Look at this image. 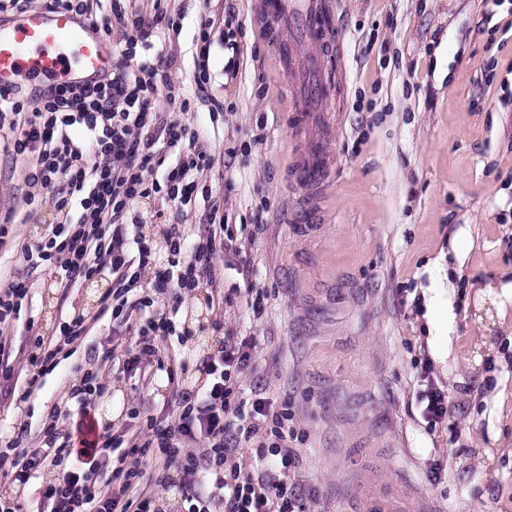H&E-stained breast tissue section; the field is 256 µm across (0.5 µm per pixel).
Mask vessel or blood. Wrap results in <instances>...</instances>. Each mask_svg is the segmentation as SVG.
<instances>
[{
    "instance_id": "b4317fda",
    "label": "vessel or blood",
    "mask_w": 512,
    "mask_h": 512,
    "mask_svg": "<svg viewBox=\"0 0 512 512\" xmlns=\"http://www.w3.org/2000/svg\"><path fill=\"white\" fill-rule=\"evenodd\" d=\"M260 30L288 54L286 75L295 95L291 119L304 136L291 165V179L306 192L308 213H316L332 175L329 145L336 116L329 112L332 84L327 59L339 34L332 0H259ZM115 62L102 29L72 14L39 9L9 28H0V91L25 79L81 83L111 72ZM356 512H405L392 493H368L355 500Z\"/></svg>"
}]
</instances>
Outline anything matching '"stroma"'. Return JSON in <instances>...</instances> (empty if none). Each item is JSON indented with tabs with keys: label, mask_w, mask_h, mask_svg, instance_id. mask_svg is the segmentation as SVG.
Returning <instances> with one entry per match:
<instances>
[{
	"label": "stroma",
	"mask_w": 512,
	"mask_h": 512,
	"mask_svg": "<svg viewBox=\"0 0 512 512\" xmlns=\"http://www.w3.org/2000/svg\"><path fill=\"white\" fill-rule=\"evenodd\" d=\"M335 2L340 119L324 208L309 222L288 176L299 146L287 120L292 86L251 0H135L179 22L136 58L169 61L179 93L191 88L195 39L210 24L209 92L224 105L215 122L200 104L182 115L216 159L211 194L181 211L162 200L148 208L197 227L217 204L245 225L224 255L223 287L241 291L224 328L257 338L247 396L293 408L305 434L294 480L309 512H346L340 485L392 468L443 512H512V300L501 292L512 283V0ZM28 167L0 128V213L21 208ZM52 219L46 207L15 224L0 272ZM33 278L5 350L18 361L31 327L51 331L63 308L95 313L103 295L83 285L64 296L47 272ZM252 286L270 295L255 323L242 294ZM128 342L124 328L101 322L26 403L1 386L0 438L16 421L39 424L54 404L77 408L75 366L92 362L93 348ZM425 370L456 406L433 431L416 400ZM166 384L161 373L136 391L113 383L97 412L122 427L130 399ZM434 458L444 463L437 482Z\"/></svg>",
	"instance_id": "35a3bbf8"
}]
</instances>
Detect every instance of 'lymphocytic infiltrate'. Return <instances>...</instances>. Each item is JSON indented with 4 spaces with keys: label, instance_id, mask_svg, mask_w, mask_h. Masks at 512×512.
<instances>
[{
    "label": "lymphocytic infiltrate",
    "instance_id": "lymphocytic-infiltrate-1",
    "mask_svg": "<svg viewBox=\"0 0 512 512\" xmlns=\"http://www.w3.org/2000/svg\"><path fill=\"white\" fill-rule=\"evenodd\" d=\"M105 36L114 37L115 63L105 77L81 85L36 89L31 103L18 93L0 94V125L8 124L14 155L31 167L29 213L51 206L55 218L45 234L22 243L26 271L0 281V348L28 305L34 286L29 270L43 268L54 285L70 290L111 277L112 288L96 315L73 310L61 314L54 333L35 334L23 369L17 402L27 401L42 378L86 342L101 319L121 321L132 342L97 354V366L77 367L78 411L52 407L38 428L16 423L0 446V478L9 493L0 495V512H162L151 494L156 482L174 484L186 512H307L293 480L300 466L301 437L288 402L243 396V371L253 359L250 336H224L221 311L231 294L219 291L224 267L219 260L237 240L235 225L211 207L205 229L164 224L161 243L143 233L136 204L162 197L183 208L208 191L215 158L199 131L180 116L156 109L161 92L172 91L166 69L136 65L150 50L157 30L173 19L162 11L147 15L131 0H112L97 17ZM83 138H73V129ZM205 296L214 313L217 340L201 365L207 382L186 388L164 342L188 333L180 314L187 300ZM153 358L170 389L161 414L139 403L129 408L124 429L99 422L95 404L115 380L137 378ZM96 439L81 449L77 441L87 423ZM251 448L262 474L243 472L240 449Z\"/></svg>",
    "mask_w": 512,
    "mask_h": 512
}]
</instances>
